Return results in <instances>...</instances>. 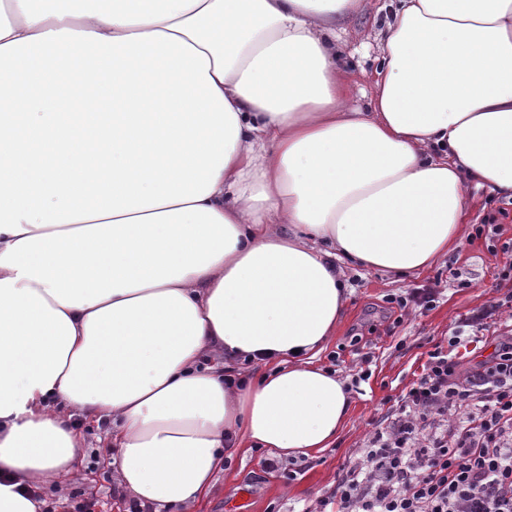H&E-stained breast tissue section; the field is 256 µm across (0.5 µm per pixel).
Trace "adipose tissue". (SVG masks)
<instances>
[{
  "label": "adipose tissue",
  "instance_id": "1",
  "mask_svg": "<svg viewBox=\"0 0 512 512\" xmlns=\"http://www.w3.org/2000/svg\"><path fill=\"white\" fill-rule=\"evenodd\" d=\"M359 6L0 0V512L74 471L75 412L116 418L160 512L211 494L227 436L330 447L336 260L424 272L465 181L512 196V0H397L364 110L335 33Z\"/></svg>",
  "mask_w": 512,
  "mask_h": 512
}]
</instances>
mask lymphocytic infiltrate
<instances>
[{
	"mask_svg": "<svg viewBox=\"0 0 512 512\" xmlns=\"http://www.w3.org/2000/svg\"><path fill=\"white\" fill-rule=\"evenodd\" d=\"M496 288L499 297L456 326L400 404L375 420L319 512H512V336H499L470 372L455 356L465 328L486 330L512 309V263Z\"/></svg>",
	"mask_w": 512,
	"mask_h": 512,
	"instance_id": "obj_1",
	"label": "lymphocytic infiltrate"
}]
</instances>
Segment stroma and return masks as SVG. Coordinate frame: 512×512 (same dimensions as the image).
<instances>
[{
    "label": "stroma",
    "instance_id": "1",
    "mask_svg": "<svg viewBox=\"0 0 512 512\" xmlns=\"http://www.w3.org/2000/svg\"><path fill=\"white\" fill-rule=\"evenodd\" d=\"M382 4L383 0H363L361 11L337 25L342 51L353 55L364 70L373 68L382 50V23L375 18ZM465 196L469 222L463 246L424 273L397 276L342 264L347 307L318 363L349 380L365 369L370 378L353 389V409L336 443L308 458L282 459L276 472L261 465L266 450L238 444L217 475L212 494L174 512H311L319 496L335 487L341 464L364 447L370 421L410 388L430 351L447 347L460 318L497 295L496 275L507 260L500 248L512 240V198L489 197L485 189L471 184ZM491 216L496 219V236H476L477 225ZM422 286L440 291L433 309L419 316L406 312L394 322L384 319L391 299ZM359 325L375 342L366 362L351 341ZM84 431L80 470L63 484L43 485V499L58 506L78 492L93 502L94 512H127L130 498L119 491L115 471L118 448L96 425L85 424Z\"/></svg>",
    "mask_w": 512,
    "mask_h": 512
}]
</instances>
